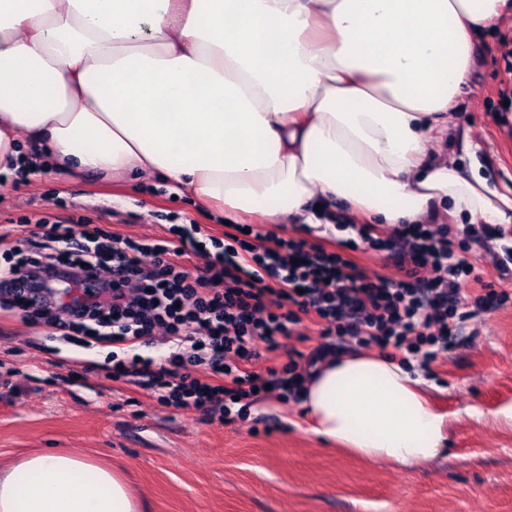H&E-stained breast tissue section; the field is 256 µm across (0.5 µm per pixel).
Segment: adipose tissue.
<instances>
[{"label":"adipose tissue","mask_w":512,"mask_h":512,"mask_svg":"<svg viewBox=\"0 0 512 512\" xmlns=\"http://www.w3.org/2000/svg\"><path fill=\"white\" fill-rule=\"evenodd\" d=\"M507 0H0V166L166 178L203 206L328 224L447 208L505 223L512 198L446 159L473 32ZM317 437L373 461L435 459L445 418L394 359L326 362ZM0 512H147L127 473L35 451L0 471Z\"/></svg>","instance_id":"adipose-tissue-1"}]
</instances>
